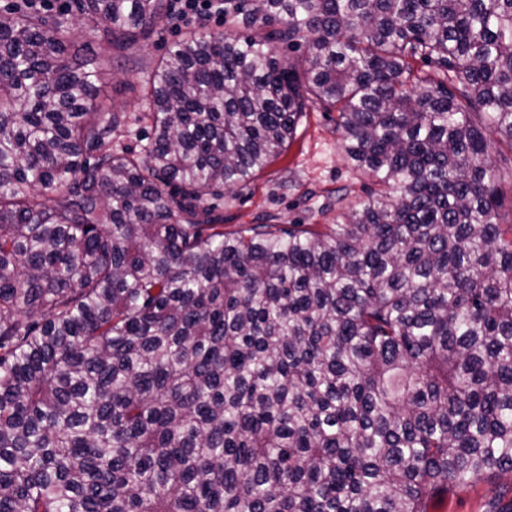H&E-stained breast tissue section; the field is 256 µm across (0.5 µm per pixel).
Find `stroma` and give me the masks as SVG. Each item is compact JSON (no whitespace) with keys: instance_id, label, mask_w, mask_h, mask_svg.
Returning <instances> with one entry per match:
<instances>
[{"instance_id":"1","label":"stroma","mask_w":512,"mask_h":512,"mask_svg":"<svg viewBox=\"0 0 512 512\" xmlns=\"http://www.w3.org/2000/svg\"><path fill=\"white\" fill-rule=\"evenodd\" d=\"M225 29L224 21L216 18L197 21L190 28L163 20L158 34L131 54L130 64L113 65L104 95L128 115L146 111V79L169 47L191 30ZM370 184L343 156L335 113L312 107L300 118L293 142L276 161L247 186L213 198L212 203L228 231L251 224H332L339 206L355 204ZM510 480L507 473L490 474L455 488L443 512H483L498 485Z\"/></svg>"}]
</instances>
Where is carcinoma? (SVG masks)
<instances>
[{
    "label": "carcinoma",
    "instance_id": "obj_1",
    "mask_svg": "<svg viewBox=\"0 0 512 512\" xmlns=\"http://www.w3.org/2000/svg\"><path fill=\"white\" fill-rule=\"evenodd\" d=\"M224 16L149 73L135 152L73 28L127 59L165 0L0 11V512H435L512 474V224L484 133L512 150V0ZM310 104L375 187L322 229L224 230L206 196Z\"/></svg>",
    "mask_w": 512,
    "mask_h": 512
}]
</instances>
